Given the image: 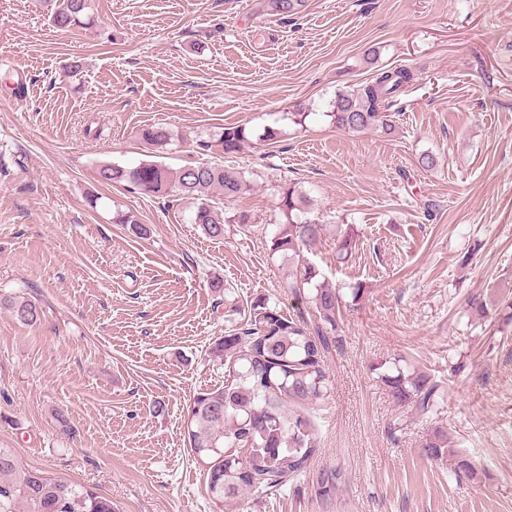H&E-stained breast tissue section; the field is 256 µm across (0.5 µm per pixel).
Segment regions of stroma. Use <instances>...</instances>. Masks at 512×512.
<instances>
[{
	"label": "stroma",
	"instance_id": "stroma-1",
	"mask_svg": "<svg viewBox=\"0 0 512 512\" xmlns=\"http://www.w3.org/2000/svg\"><path fill=\"white\" fill-rule=\"evenodd\" d=\"M263 3L90 0L94 25L62 32L44 0H0V79L25 88L0 83V297L43 309L34 327L0 311V447L118 512H512V312L468 305L512 297V0H306L292 16ZM382 66L414 73L391 132L336 128L337 93ZM157 124L174 134L161 151L137 135ZM227 124L249 144L199 154ZM202 158L250 183L229 202L214 192L248 217L220 241L188 203L97 178L105 162ZM291 188L325 226L307 256L344 301L331 395L311 411L321 452L281 489L218 504L184 432L193 395L224 382L214 343L260 297L320 324L271 249ZM340 228L357 235L344 258ZM397 360L442 385L428 416L382 383ZM438 428L475 478L422 456Z\"/></svg>",
	"mask_w": 512,
	"mask_h": 512
}]
</instances>
